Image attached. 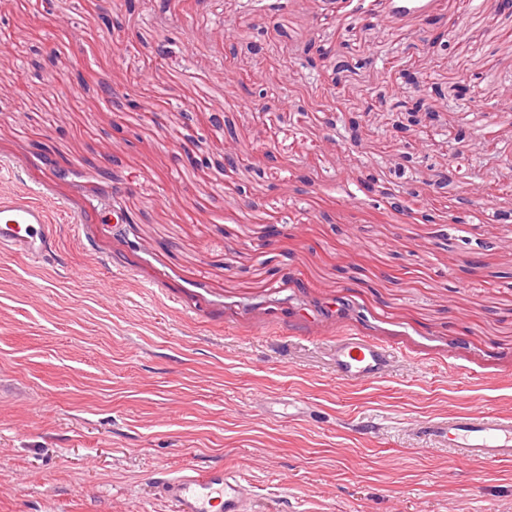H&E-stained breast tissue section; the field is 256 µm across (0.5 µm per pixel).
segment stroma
I'll return each mask as SVG.
<instances>
[{
    "label": "stroma",
    "instance_id": "35a3bbf8",
    "mask_svg": "<svg viewBox=\"0 0 512 512\" xmlns=\"http://www.w3.org/2000/svg\"><path fill=\"white\" fill-rule=\"evenodd\" d=\"M391 9L0 0V194L56 226L43 268L0 254V512H166L150 477L188 465L255 479L259 512H512V462L419 430L512 416V13ZM416 101L441 119L398 137ZM341 334L400 357L337 380Z\"/></svg>",
    "mask_w": 512,
    "mask_h": 512
}]
</instances>
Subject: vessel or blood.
<instances>
[{
	"instance_id": "obj_1",
	"label": "vessel or blood",
	"mask_w": 512,
	"mask_h": 512,
	"mask_svg": "<svg viewBox=\"0 0 512 512\" xmlns=\"http://www.w3.org/2000/svg\"><path fill=\"white\" fill-rule=\"evenodd\" d=\"M50 202L25 195H0V253L42 263L52 248L55 226ZM337 378L369 383L387 375L396 360L393 348L364 336L341 335L328 347ZM443 435L449 448L486 464L512 461V417L472 410L449 416ZM154 493L171 512H258L253 483L227 466H186L158 472Z\"/></svg>"
}]
</instances>
